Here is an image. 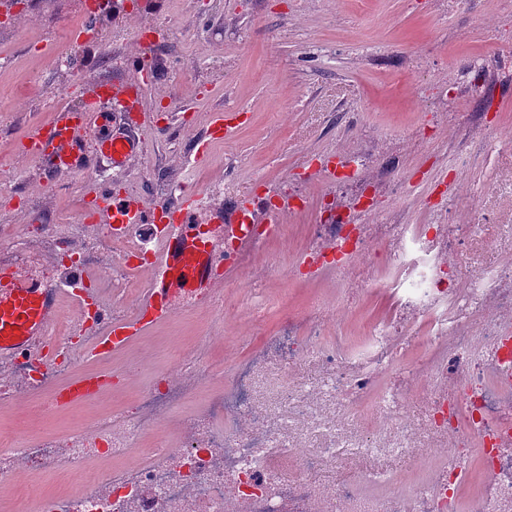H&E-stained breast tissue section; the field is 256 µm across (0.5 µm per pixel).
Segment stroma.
<instances>
[{
  "label": "stroma",
  "mask_w": 512,
  "mask_h": 512,
  "mask_svg": "<svg viewBox=\"0 0 512 512\" xmlns=\"http://www.w3.org/2000/svg\"><path fill=\"white\" fill-rule=\"evenodd\" d=\"M85 0H0V170L13 175L17 196L0 204V231L14 224H72L81 174L34 170L24 146L56 110L53 87L85 86L127 75L140 51L137 17L102 16L92 39L79 36ZM167 37L153 50L165 67L143 88L142 106L154 117L141 135L144 149L114 179L117 188L168 202L171 183L207 177L210 206L230 208L254 189L257 177L291 178L312 200L302 215L286 214L303 239L324 202L344 207L347 192L325 178L318 159L337 149L364 155L371 168L398 163L415 201L383 185L377 221L407 207L418 224L483 217L484 247L461 249L466 266L490 264L496 244L512 240V150L498 146L500 127L512 124V0H158L151 17ZM63 50L69 62L49 68L43 49ZM420 96L419 110L407 99ZM188 105L172 121L170 101ZM240 112L238 127L196 160L213 112ZM444 177L449 197L463 208L430 213ZM318 310L339 320L350 342L366 324L390 317V289L355 295L321 283L296 288L287 307H267L263 324L226 327L202 306L181 309L151 328L155 361L126 381L149 386L178 344L210 335L211 352L240 351L241 336L272 333L287 313ZM18 394L9 416L20 440L63 432L73 416L41 415Z\"/></svg>",
  "instance_id": "obj_1"
}]
</instances>
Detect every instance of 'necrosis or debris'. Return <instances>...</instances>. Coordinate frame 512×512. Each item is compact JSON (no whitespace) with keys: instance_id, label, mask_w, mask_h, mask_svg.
Here are the masks:
<instances>
[{"instance_id":"1","label":"necrosis or debris","mask_w":512,"mask_h":512,"mask_svg":"<svg viewBox=\"0 0 512 512\" xmlns=\"http://www.w3.org/2000/svg\"><path fill=\"white\" fill-rule=\"evenodd\" d=\"M377 210L376 196L367 194L341 211L321 208L286 270L287 283L324 274L340 288H369L389 274L396 314L371 326L362 348L346 349L308 312L224 363L211 360L206 337H197L123 408L24 445L0 423V472L31 492L39 512H512V243L494 265L476 271L454 256L458 247L479 244L482 224H379L371 220ZM287 232L284 224H248L225 236V263L250 268L219 305L225 323L252 314L248 291L266 280L243 238L260 247ZM29 237L45 240L61 263L86 261L47 225H16L0 240L16 250ZM90 246L112 250L103 276L121 293L139 290L140 274L154 268V249L111 225H98ZM421 326L424 355H405L403 338ZM54 342L59 350L76 344L97 354L72 355L49 369L36 357L7 364L13 380L0 383L1 410L10 409L18 388L40 394L54 412L64 407L58 393L71 374L112 387L127 374L103 346L95 309L63 313ZM308 358L323 375L319 388L268 389L273 363L293 368ZM389 373L393 382L380 386ZM203 386L213 390L204 411L176 415ZM418 400L427 407L421 427L407 416ZM387 432L395 435L391 447L417 459L389 493L362 494L372 472L322 478L341 450L378 452ZM46 472L84 474V494H44L33 476ZM477 475L481 490L464 504L462 491Z\"/></svg>"}]
</instances>
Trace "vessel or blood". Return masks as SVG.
<instances>
[{"instance_id":"1","label":"vessel or blood","mask_w":512,"mask_h":512,"mask_svg":"<svg viewBox=\"0 0 512 512\" xmlns=\"http://www.w3.org/2000/svg\"><path fill=\"white\" fill-rule=\"evenodd\" d=\"M140 84L119 78H103L82 94L79 107L58 111L47 126L35 129L26 152L39 170L87 171L90 165L119 171L143 149L140 127L130 125L128 113L141 111ZM238 119L234 112L214 113L207 130L208 141L223 140ZM95 125L92 140L82 132ZM94 220L113 228L124 224L159 226L161 259L140 303L139 316L127 322L113 317L109 307L98 310L113 349L123 348L146 325L168 318L183 304H206L214 294L213 267L223 265L221 239L241 217L253 216L259 207L251 194L238 195L228 212L204 211L201 197L191 190L182 195L173 212L141 200L137 195L109 185L95 191ZM87 271L81 266L57 270L45 278L12 269L0 270V362L17 361L46 352L53 323L60 314L63 285L87 289Z\"/></svg>"}]
</instances>
